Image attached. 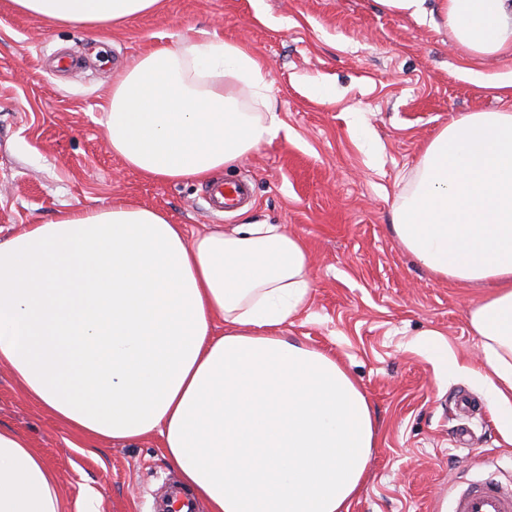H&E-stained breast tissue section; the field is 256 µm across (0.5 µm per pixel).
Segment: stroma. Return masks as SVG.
I'll return each instance as SVG.
<instances>
[{
    "mask_svg": "<svg viewBox=\"0 0 512 512\" xmlns=\"http://www.w3.org/2000/svg\"><path fill=\"white\" fill-rule=\"evenodd\" d=\"M215 33L264 61L283 126L221 173L251 181L255 220L307 243L313 286L283 334L341 362L380 427L349 512H441L457 483L512 482V445L473 376L448 373L418 344L439 333L460 362L482 369L468 312L487 290L435 278L392 230L396 194L438 132L465 113L512 107L498 89L512 81V57H470L436 17L390 13L378 0H163L87 29L0 0V240L67 209L118 202L164 211L191 236L241 223L209 213L201 183L144 179L105 138L101 105L127 64L156 43ZM463 393L472 411L460 408ZM463 423L467 446L455 442ZM0 426L41 454L67 512H150L164 481L180 479L155 437L84 452L79 433L2 367Z\"/></svg>",
    "mask_w": 512,
    "mask_h": 512,
    "instance_id": "stroma-1",
    "label": "stroma"
}]
</instances>
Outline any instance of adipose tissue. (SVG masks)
Segmentation results:
<instances>
[{
  "label": "adipose tissue",
  "mask_w": 512,
  "mask_h": 512,
  "mask_svg": "<svg viewBox=\"0 0 512 512\" xmlns=\"http://www.w3.org/2000/svg\"><path fill=\"white\" fill-rule=\"evenodd\" d=\"M414 19L436 9L471 56H512V0H379ZM161 0H11L57 24L101 28ZM263 62L213 36L160 43L113 82L106 137L154 181H205L282 126L247 111ZM392 229L416 262L492 285L469 312L486 391L512 444V110L468 112L426 146ZM304 240L247 221L188 237L157 209L74 208L0 242V366L87 451L160 435L208 512H348L378 431L355 378L282 328L312 287ZM0 512H66L56 478L0 427Z\"/></svg>",
  "instance_id": "obj_1"
}]
</instances>
